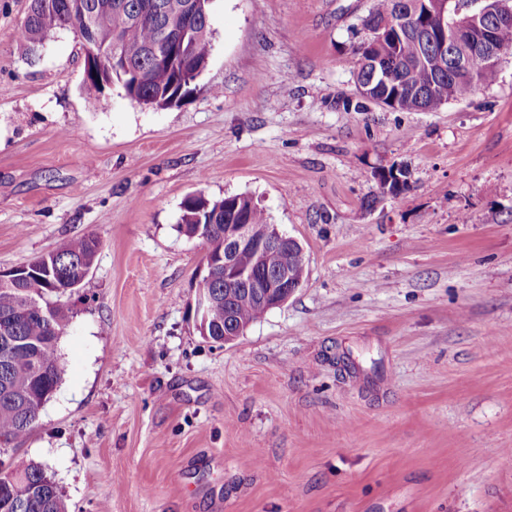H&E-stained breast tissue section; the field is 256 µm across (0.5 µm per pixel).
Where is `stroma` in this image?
I'll use <instances>...</instances> for the list:
<instances>
[{
  "mask_svg": "<svg viewBox=\"0 0 512 512\" xmlns=\"http://www.w3.org/2000/svg\"><path fill=\"white\" fill-rule=\"evenodd\" d=\"M29 4L0 0V268L101 245L59 388L0 461L48 467L67 512H512V51L436 111L358 112L373 0H212L206 69L156 109L86 97L71 32L29 62ZM199 191L308 257L226 346L177 228Z\"/></svg>",
  "mask_w": 512,
  "mask_h": 512,
  "instance_id": "1",
  "label": "stroma"
}]
</instances>
